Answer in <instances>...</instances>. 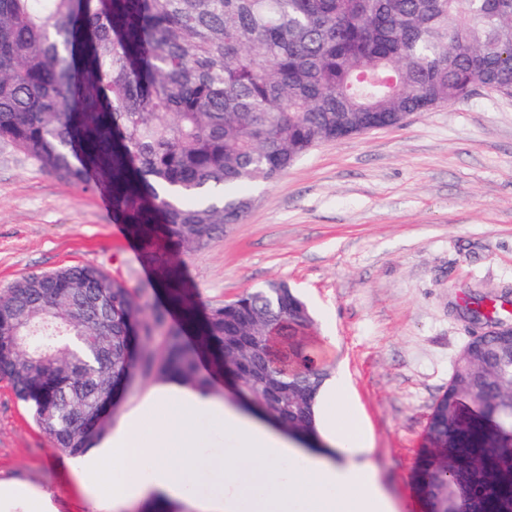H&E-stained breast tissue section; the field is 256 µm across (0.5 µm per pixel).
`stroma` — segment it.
<instances>
[{"label":"stroma","mask_w":512,"mask_h":512,"mask_svg":"<svg viewBox=\"0 0 512 512\" xmlns=\"http://www.w3.org/2000/svg\"><path fill=\"white\" fill-rule=\"evenodd\" d=\"M203 249L179 253L202 307L282 281L307 304L306 340L342 370L372 460L402 512H423L412 469L432 408L469 341L463 299L512 296V97L478 91L402 124L317 145ZM99 194L0 141V288L68 265L102 268L165 303ZM71 458L0 379V481L48 491L45 512H90Z\"/></svg>","instance_id":"1"}]
</instances>
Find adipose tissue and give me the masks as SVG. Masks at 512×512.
<instances>
[{"label": "adipose tissue", "instance_id": "adipose-tissue-1", "mask_svg": "<svg viewBox=\"0 0 512 512\" xmlns=\"http://www.w3.org/2000/svg\"><path fill=\"white\" fill-rule=\"evenodd\" d=\"M304 447L259 410L171 378L153 384L89 455L71 462L93 512H397L344 377L314 406Z\"/></svg>", "mask_w": 512, "mask_h": 512}]
</instances>
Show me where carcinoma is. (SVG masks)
<instances>
[{"instance_id":"cac0c4a2","label":"carcinoma","mask_w":512,"mask_h":512,"mask_svg":"<svg viewBox=\"0 0 512 512\" xmlns=\"http://www.w3.org/2000/svg\"><path fill=\"white\" fill-rule=\"evenodd\" d=\"M478 85L512 97V0H0V140L108 196L180 317L156 354L165 316L102 269L19 277L0 290V378L73 457L139 366L200 389L230 374L314 439L328 369L306 304L273 281L201 314L173 247H207L249 211L242 186L313 147ZM499 309L462 314L493 326ZM412 482L426 512H512V335L464 346Z\"/></svg>"}]
</instances>
